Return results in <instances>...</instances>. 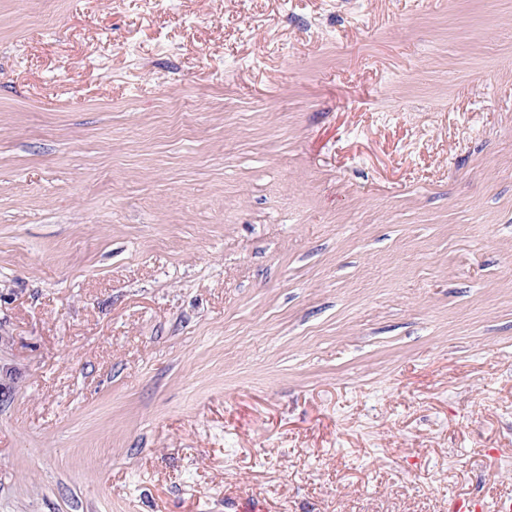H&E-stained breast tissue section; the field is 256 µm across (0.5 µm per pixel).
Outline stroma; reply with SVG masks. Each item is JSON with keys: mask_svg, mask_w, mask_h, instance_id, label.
<instances>
[{"mask_svg": "<svg viewBox=\"0 0 512 512\" xmlns=\"http://www.w3.org/2000/svg\"><path fill=\"white\" fill-rule=\"evenodd\" d=\"M0 512H512V0H0Z\"/></svg>", "mask_w": 512, "mask_h": 512, "instance_id": "1", "label": "stroma"}]
</instances>
